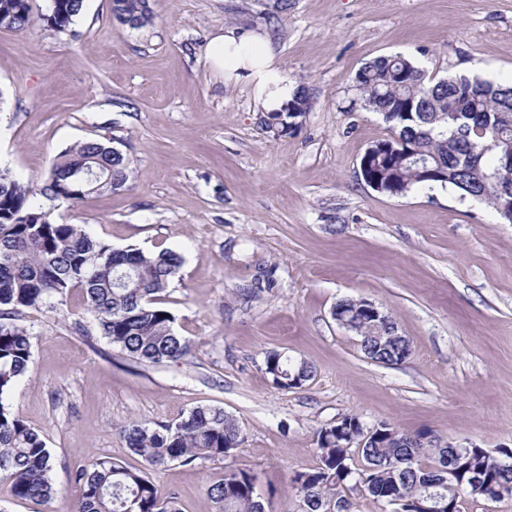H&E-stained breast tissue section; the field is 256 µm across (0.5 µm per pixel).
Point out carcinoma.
Listing matches in <instances>:
<instances>
[{
    "instance_id": "1",
    "label": "carcinoma",
    "mask_w": 512,
    "mask_h": 512,
    "mask_svg": "<svg viewBox=\"0 0 512 512\" xmlns=\"http://www.w3.org/2000/svg\"><path fill=\"white\" fill-rule=\"evenodd\" d=\"M32 0H0V28L23 31L33 24ZM39 19L64 31L81 15L84 0H47ZM112 16L139 28L151 22L149 0H112ZM354 103L379 114L390 135L372 143L360 171L383 194L402 196L416 187L440 186L463 198L485 202L498 218L512 212V81L490 82L465 75L439 77L401 55L380 56L364 63L352 78ZM310 109L305 89L295 94L288 111L271 115L279 133L292 132L295 119ZM130 178L124 154L90 140L56 157L41 194L79 201L102 189L120 190ZM34 190L9 172H0V475L11 481L13 495L42 502L56 494L53 457L40 433L14 414L7 399L29 370L31 335L17 323L30 310L54 307L67 294H83L101 335L133 359L151 363L179 360L190 353L188 340L174 330L175 316L157 305L182 264L173 251L145 252L114 248L90 236L79 224L57 223L33 205ZM333 310L361 330L378 325L379 338L363 342L369 357L399 364L411 355L408 340L396 336L397 323L385 312L376 316L361 299H342ZM265 373L280 389L302 387L313 377L305 360L291 361L277 352L265 358ZM336 427L316 431L319 464L296 471L291 482L304 512H327L344 489L358 488L373 502L407 512L405 501L420 512L430 497L450 499L470 490L480 473L495 486L512 487V462L492 457L481 447L458 448L422 432L400 441L394 426L373 427L370 443L359 450L362 427L356 415ZM128 450L144 468H130L98 458L75 473L81 497L71 512H180L178 496L151 480L148 469L171 462L184 465L229 456L242 441L238 422L217 406L198 405L179 418L152 426L132 420L120 427ZM359 452L363 467L353 463ZM435 456L437 467L423 468L418 457ZM458 463L448 476L449 461ZM215 512H266L257 476L233 471L207 489Z\"/></svg>"
}]
</instances>
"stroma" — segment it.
<instances>
[{"instance_id": "35a3bbf8", "label": "stroma", "mask_w": 512, "mask_h": 512, "mask_svg": "<svg viewBox=\"0 0 512 512\" xmlns=\"http://www.w3.org/2000/svg\"><path fill=\"white\" fill-rule=\"evenodd\" d=\"M290 3L280 15L277 0H151L152 22L132 29L111 0H85L67 30H0V170L57 222L115 248L179 253L159 302L193 344L183 360H133L98 335L76 292L26 312L32 362L9 403L44 437L60 495L18 499L0 479V512H67L92 458L141 467L118 425L199 404L222 407L243 440L230 456L151 472L181 512H214L206 489L230 469L257 475L271 512H300L291 475L318 464L316 430L348 415L512 451V224L449 188L372 190L360 158L388 129L348 109L352 76L382 55L512 79V0ZM228 26L267 34L283 74L307 88L295 132L268 130L250 88L211 73L204 47ZM87 140L126 155L127 188L40 195L57 155ZM343 298L391 314L410 357L367 359L332 317ZM271 352L308 361L313 378L274 387Z\"/></svg>"}]
</instances>
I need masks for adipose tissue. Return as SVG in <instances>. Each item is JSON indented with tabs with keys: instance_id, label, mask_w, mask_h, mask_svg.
I'll return each instance as SVG.
<instances>
[{
	"instance_id": "adipose-tissue-1",
	"label": "adipose tissue",
	"mask_w": 512,
	"mask_h": 512,
	"mask_svg": "<svg viewBox=\"0 0 512 512\" xmlns=\"http://www.w3.org/2000/svg\"><path fill=\"white\" fill-rule=\"evenodd\" d=\"M205 52L216 75L249 85L265 111H281L293 99L297 85L282 73L271 40L260 32L225 28L209 40Z\"/></svg>"
}]
</instances>
